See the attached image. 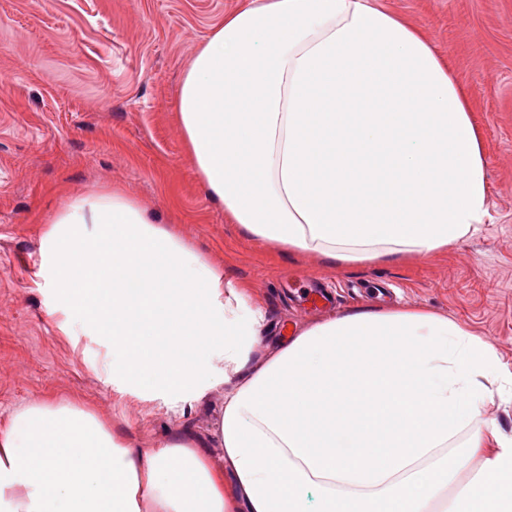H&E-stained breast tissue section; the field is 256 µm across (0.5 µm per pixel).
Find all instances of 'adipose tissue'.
I'll return each mask as SVG.
<instances>
[{"instance_id":"ef3b65f1","label":"adipose tissue","mask_w":512,"mask_h":512,"mask_svg":"<svg viewBox=\"0 0 512 512\" xmlns=\"http://www.w3.org/2000/svg\"><path fill=\"white\" fill-rule=\"evenodd\" d=\"M178 112L229 223L336 268L447 251L490 213L464 94L377 0H246L197 50ZM42 248L53 312L96 337L119 397L175 410L229 390L211 438L148 450L80 401L29 405L0 430V512H512V436L448 452L492 387L512 389L456 320L359 310L252 367L262 308L124 191L66 200ZM210 439L224 468L201 452Z\"/></svg>"}]
</instances>
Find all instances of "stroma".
Listing matches in <instances>:
<instances>
[{"instance_id":"35a3bbf8","label":"stroma","mask_w":512,"mask_h":512,"mask_svg":"<svg viewBox=\"0 0 512 512\" xmlns=\"http://www.w3.org/2000/svg\"><path fill=\"white\" fill-rule=\"evenodd\" d=\"M429 39L484 141L491 218L447 253L336 269L250 238L210 199L177 120L199 45L240 0H0V427L37 401L81 398L138 447L208 432L218 386L171 411L118 399L103 348L50 313L41 238L65 199L121 188L247 286L267 329L249 362L316 322L357 309L424 308L463 323L512 369V0H379ZM333 295L319 310L309 282Z\"/></svg>"}]
</instances>
